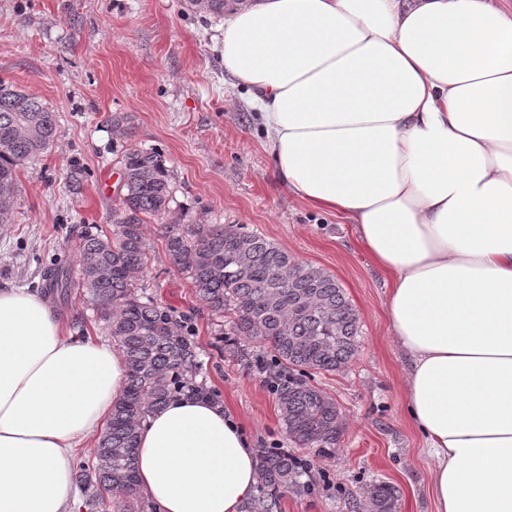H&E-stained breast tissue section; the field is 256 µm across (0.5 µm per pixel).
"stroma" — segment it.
Here are the masks:
<instances>
[{
    "label": "stroma",
    "mask_w": 512,
    "mask_h": 512,
    "mask_svg": "<svg viewBox=\"0 0 512 512\" xmlns=\"http://www.w3.org/2000/svg\"><path fill=\"white\" fill-rule=\"evenodd\" d=\"M223 25L188 0H0V80L39 98L58 125L53 145L17 173L15 211L0 224V289L36 290L54 258L77 268L81 231H112L125 154L158 149L172 198L143 226L142 283L159 304L192 316L203 376L255 447L309 460L314 490L287 495L282 512H352V500L380 482L398 488L397 512H435L432 461L405 408L407 363L384 314L388 279L351 224L276 177L245 90L224 74ZM118 113L128 118L122 134L112 127ZM174 221L247 225L342 284L360 321L358 353L347 369L314 376L338 407L336 451L289 441L263 377L216 346L214 316L166 251L163 227ZM53 308L65 329L108 340L83 291Z\"/></svg>",
    "instance_id": "1"
}]
</instances>
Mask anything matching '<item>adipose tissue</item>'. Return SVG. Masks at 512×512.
Listing matches in <instances>:
<instances>
[{"instance_id": "adipose-tissue-1", "label": "adipose tissue", "mask_w": 512, "mask_h": 512, "mask_svg": "<svg viewBox=\"0 0 512 512\" xmlns=\"http://www.w3.org/2000/svg\"><path fill=\"white\" fill-rule=\"evenodd\" d=\"M220 55L281 182L389 278L436 512H512V10L247 0ZM126 374L37 293L0 289V512H73L72 450ZM137 481L155 512H241L257 455L223 404L183 395L143 419Z\"/></svg>"}]
</instances>
